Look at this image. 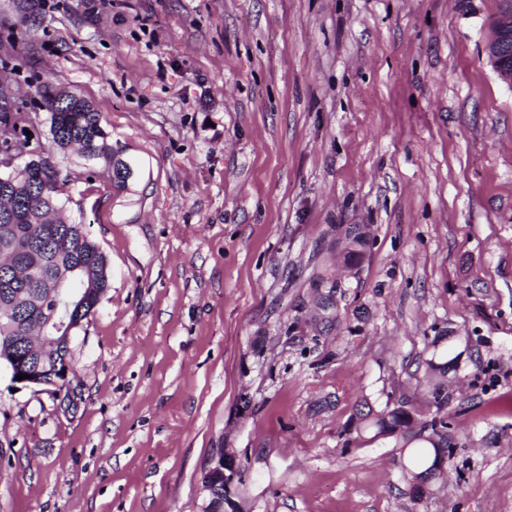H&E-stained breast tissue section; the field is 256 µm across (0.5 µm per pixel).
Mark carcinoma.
I'll return each instance as SVG.
<instances>
[{
    "label": "carcinoma",
    "instance_id": "cac0c4a2",
    "mask_svg": "<svg viewBox=\"0 0 512 512\" xmlns=\"http://www.w3.org/2000/svg\"><path fill=\"white\" fill-rule=\"evenodd\" d=\"M40 108L49 113L53 148L42 149V158L29 160L17 170L14 160L28 145L27 126L33 124L30 112L22 111L10 92L0 87V351L28 355V337L39 326L42 311L50 310L56 291L58 268L66 264L79 268L77 275L93 284L92 299L83 307L80 321L95 312L98 294L109 287L108 265L99 246L85 232L84 224L60 216L63 204L58 198L62 185L76 182L80 175H61L54 151L75 148L87 157L104 162L113 186L123 189L131 176V165L112 147L103 126V115L87 100L74 94L56 92L50 81L36 87ZM459 355L433 353L425 362L426 371L437 381L429 391L432 413L415 422L404 403L380 411L369 404L356 413L353 429L360 434L375 429V436L389 437L411 448L410 466L404 478L416 496L429 493L430 483L422 476L441 474L448 455V392L443 379L456 365Z\"/></svg>",
    "mask_w": 512,
    "mask_h": 512
}]
</instances>
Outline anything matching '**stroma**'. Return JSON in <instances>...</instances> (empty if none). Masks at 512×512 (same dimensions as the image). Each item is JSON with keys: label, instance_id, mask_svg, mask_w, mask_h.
I'll return each mask as SVG.
<instances>
[{"label": "stroma", "instance_id": "obj_1", "mask_svg": "<svg viewBox=\"0 0 512 512\" xmlns=\"http://www.w3.org/2000/svg\"><path fill=\"white\" fill-rule=\"evenodd\" d=\"M0 0V81L82 96L133 175L58 153L109 287L72 338L75 405L0 365V512H512V87L501 0ZM355 226L369 235L354 263ZM448 375L445 476L358 405ZM484 53L498 77L512 87V7L503 9L491 25ZM238 480L239 467L235 457L222 455L202 478V488L208 497L202 512H240L230 497L231 489ZM219 496H223L224 499L220 500ZM226 506L230 510H227Z\"/></svg>", "mask_w": 512, "mask_h": 512}]
</instances>
